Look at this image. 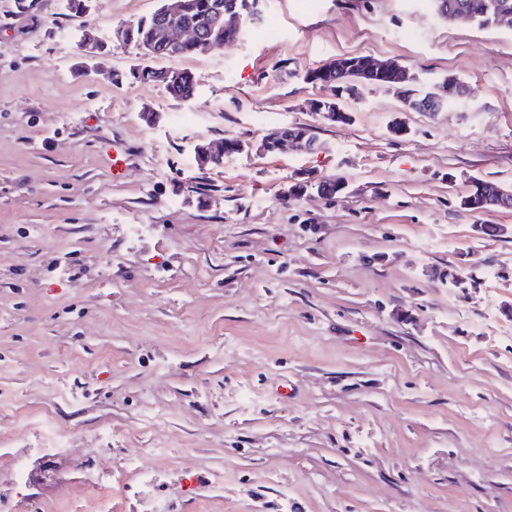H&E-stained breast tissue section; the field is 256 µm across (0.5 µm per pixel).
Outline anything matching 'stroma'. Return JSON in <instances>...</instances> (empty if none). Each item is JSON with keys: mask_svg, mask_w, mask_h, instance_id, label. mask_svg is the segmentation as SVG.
<instances>
[{"mask_svg": "<svg viewBox=\"0 0 512 512\" xmlns=\"http://www.w3.org/2000/svg\"><path fill=\"white\" fill-rule=\"evenodd\" d=\"M159 5L0 0V484L17 425L47 422L72 445L30 455L19 497L50 512H96L97 483L114 512H512V209L459 206L472 179L512 187V31L427 0H259L236 41L153 60L195 75L181 101L112 39ZM339 55L469 92L426 114L366 86L334 123L304 76ZM282 126L314 150L257 151ZM228 137L252 147L201 167ZM453 267L474 281L442 285Z\"/></svg>", "mask_w": 512, "mask_h": 512, "instance_id": "obj_1", "label": "stroma"}]
</instances>
